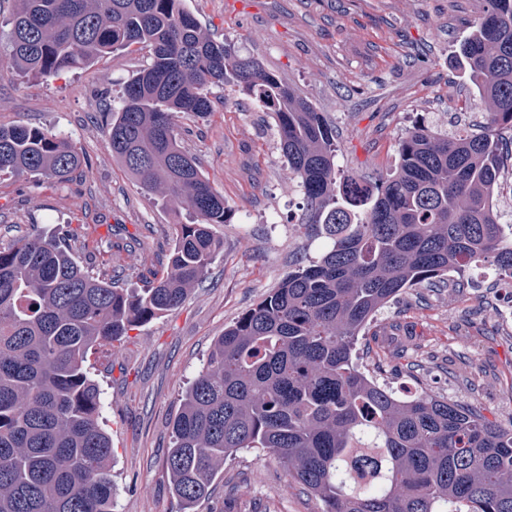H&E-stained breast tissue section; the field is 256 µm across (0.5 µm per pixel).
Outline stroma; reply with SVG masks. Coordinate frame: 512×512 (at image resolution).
Returning <instances> with one entry per match:
<instances>
[{"instance_id": "obj_1", "label": "stroma", "mask_w": 512, "mask_h": 512, "mask_svg": "<svg viewBox=\"0 0 512 512\" xmlns=\"http://www.w3.org/2000/svg\"><path fill=\"white\" fill-rule=\"evenodd\" d=\"M217 40L259 58L336 128L338 163L368 179L389 174L405 129L429 114L481 133L485 105L468 91L456 52L486 0H184ZM139 47L51 79L0 74V125L66 133L84 153L72 180L0 176V246L24 235L67 237L79 261L122 288L165 271L189 215L146 192L113 157L103 127ZM212 110L179 120L195 157L234 216L212 227L221 242L208 277L162 317L89 351L112 437L116 512H181L165 460L181 395L226 326L288 274L322 254L303 225L304 200L280 157L273 114L223 85ZM451 288L408 289L360 332L363 370L398 392L476 407L512 425V286L493 266ZM321 501L258 448L234 452L195 512H322Z\"/></svg>"}]
</instances>
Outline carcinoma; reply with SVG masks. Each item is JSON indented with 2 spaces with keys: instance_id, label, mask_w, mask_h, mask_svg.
I'll use <instances>...</instances> for the list:
<instances>
[{
  "instance_id": "obj_1",
  "label": "carcinoma",
  "mask_w": 512,
  "mask_h": 512,
  "mask_svg": "<svg viewBox=\"0 0 512 512\" xmlns=\"http://www.w3.org/2000/svg\"><path fill=\"white\" fill-rule=\"evenodd\" d=\"M7 69L50 77L138 45L151 61L104 129L142 189L183 206L169 266L119 288L39 235L0 248V512H115L112 441L98 423L88 349L179 307L232 209L177 141V120L232 85L276 118L289 178L323 255L214 340L182 395L166 466L184 506L208 497L224 458L276 457L322 512H512V428L445 398L400 396L361 371L360 331L406 289L486 263L512 279V220L493 206L498 131L512 129V0H487L458 55L487 105L480 134L423 121L384 179L340 176L336 129L252 56L216 41L184 0H15ZM84 157L61 133L0 126V173L64 180Z\"/></svg>"
}]
</instances>
